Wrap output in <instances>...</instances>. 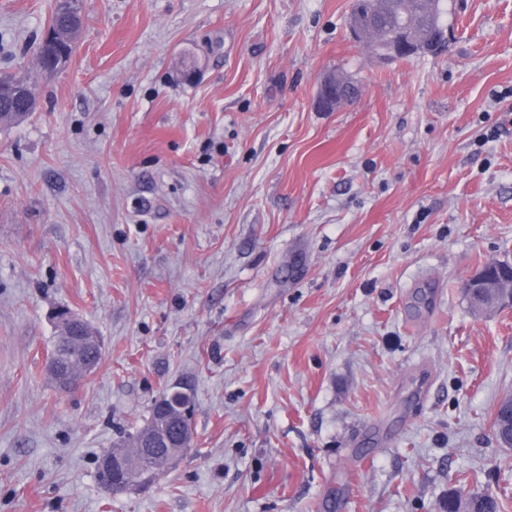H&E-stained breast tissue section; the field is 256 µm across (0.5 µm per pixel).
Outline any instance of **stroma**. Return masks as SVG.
I'll list each match as a JSON object with an SVG mask.
<instances>
[{
	"label": "stroma",
	"mask_w": 512,
	"mask_h": 512,
	"mask_svg": "<svg viewBox=\"0 0 512 512\" xmlns=\"http://www.w3.org/2000/svg\"><path fill=\"white\" fill-rule=\"evenodd\" d=\"M350 0H0V512H443L498 493L512 305L463 284L512 261V0H448L441 53L385 62ZM359 97L317 105L326 75ZM102 345L71 394L57 309ZM192 388L193 446L105 491L98 459ZM51 24L54 27L56 44L45 48V55L47 60L50 62L52 58L58 60V49L57 46H67L70 50V54L61 64L64 68L72 56V49L74 38L73 34L77 31L78 25L75 20L70 17L57 18L55 15L51 20ZM6 91V87L1 85L0 89V123L2 122H12L15 120H19L29 115L32 109L26 107L23 101H16L6 99L4 101L1 98L4 96ZM512 397H504L502 398L495 410L493 421H492V435L497 441V443L504 448H512V416H511V409L506 407V404L511 401ZM508 412V423L509 419L511 421V428L509 430V427L503 428L505 413ZM510 446V447H507ZM463 497L471 498L473 503H478L479 511L482 512H501V508H503V503L500 500L497 494L493 492H487L483 494H475V495H467L463 492L462 489L455 490L454 492L448 494V500L444 504L445 512H453L448 511V508L453 504V500H461L466 499Z\"/></svg>",
	"instance_id": "obj_1"
}]
</instances>
